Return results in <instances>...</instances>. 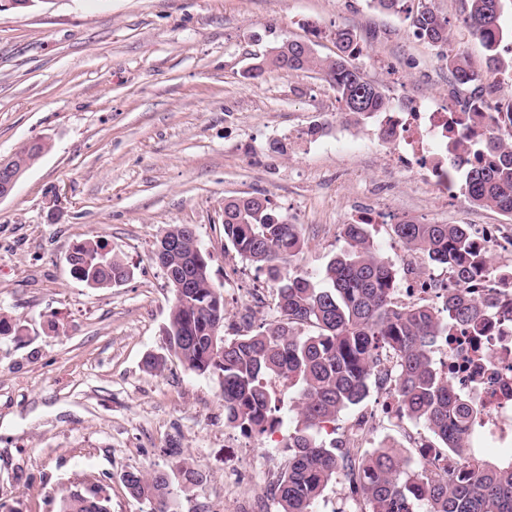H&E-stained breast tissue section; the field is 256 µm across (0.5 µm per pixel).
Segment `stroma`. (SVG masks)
<instances>
[{
	"label": "stroma",
	"mask_w": 512,
	"mask_h": 512,
	"mask_svg": "<svg viewBox=\"0 0 512 512\" xmlns=\"http://www.w3.org/2000/svg\"><path fill=\"white\" fill-rule=\"evenodd\" d=\"M449 48L472 69L486 50L464 22L463 0H434ZM403 12L370 0H39L0 12V157L41 137L48 152L0 201V512H56L83 479H103L111 512H149L127 492L131 470L172 476L168 512H278L271 485L285 469L282 432L249 436L225 424L219 379L169 359L172 290L154 258L169 225L190 224L211 253L224 294L223 336L245 313L275 312V292L224 241V201L264 194L304 227L298 263L320 273L344 247L343 226L372 214L381 253L393 226L500 224L512 217L465 198L443 200L420 173L384 166L389 144L374 120L360 141L340 143L345 123L335 88L314 72H246L284 37L335 54L332 33L353 29V60L393 108L455 107L450 74L417 39ZM316 127L308 140L299 131ZM286 142L285 152L272 141ZM101 240L132 275L91 288L73 278L72 246ZM395 441L420 461L434 445L421 423L384 415L363 448ZM203 476L184 486L170 444Z\"/></svg>",
	"instance_id": "stroma-1"
}]
</instances>
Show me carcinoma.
<instances>
[{
  "label": "carcinoma",
  "instance_id": "carcinoma-1",
  "mask_svg": "<svg viewBox=\"0 0 512 512\" xmlns=\"http://www.w3.org/2000/svg\"><path fill=\"white\" fill-rule=\"evenodd\" d=\"M470 31L489 52L487 73L472 70L466 57L448 52V19L432 0H418L410 15L415 36L440 50L454 85L469 88L458 97L459 110L474 124L487 112L491 76L512 69L499 47L504 0H466ZM336 54L320 56L298 39H283L255 58L246 77L260 78L267 68L316 72L336 88L342 112L358 122L389 107L379 86L367 81L352 63L356 34L334 32ZM466 171L464 196L476 206L512 216V132L492 135L474 149ZM195 228L174 224L162 238H176L173 253L154 251L169 268L173 298L165 330V355L149 354L144 367L161 373L168 357L188 370L216 374L224 401V421L249 435L273 433L282 425L281 399L275 387L295 393V425L283 437L288 452L285 471L273 486L278 512H314L328 483L348 482L357 512H512V458L491 462L472 447L481 406L442 376L435 360L439 337L448 329L482 319L484 304L463 291L475 278L494 272L490 252L479 249L467 224H419L403 221L394 233L409 250L448 269L459 287L446 294L443 310L425 304L400 306L393 301L397 270L376 246L369 226L346 224L344 249L323 271L313 275L294 265L306 246L303 225L291 224L266 196L224 201V240L236 255L265 276L276 289L277 317L252 328L251 316L236 336L219 335L224 327V294L211 274L210 260L194 252ZM72 275L96 288L127 278L129 267L88 238L72 248ZM392 391L399 412L423 423L442 444L445 455L470 465L457 477L448 469L413 467L397 449L385 444L370 451L326 443V424L362 403L371 387ZM186 485L202 482L187 460L178 466ZM129 493L162 508L171 494L170 474L134 470L124 475ZM96 479L69 490L59 512H109L110 499Z\"/></svg>",
  "mask_w": 512,
  "mask_h": 512
}]
</instances>
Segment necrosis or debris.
I'll return each mask as SVG.
<instances>
[{"instance_id":"necrosis-or-debris-1","label":"necrosis or debris","mask_w":512,"mask_h":512,"mask_svg":"<svg viewBox=\"0 0 512 512\" xmlns=\"http://www.w3.org/2000/svg\"><path fill=\"white\" fill-rule=\"evenodd\" d=\"M377 118L393 145L389 167L422 172L437 194L448 198L459 192L454 168L471 162L470 143L495 132L499 115L487 113L483 125L476 126L465 113L416 103L378 113ZM447 153L452 154L453 165H445ZM472 289L488 298L492 309L484 321L450 329L441 337V371L452 377L457 389L483 405L479 431L499 443L512 444V274L484 277Z\"/></svg>"}]
</instances>
